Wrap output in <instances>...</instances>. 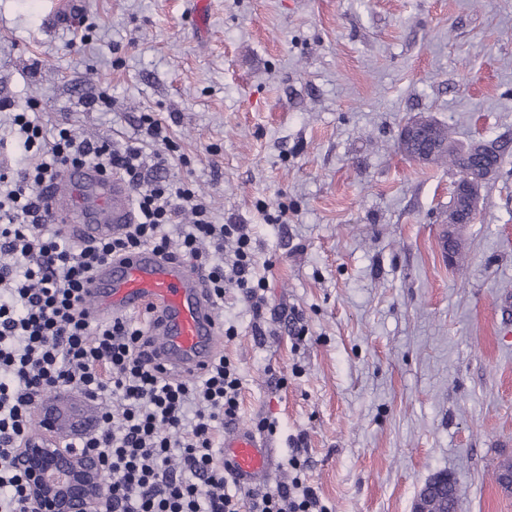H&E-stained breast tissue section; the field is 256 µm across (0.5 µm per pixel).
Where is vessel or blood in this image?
Segmentation results:
<instances>
[{"label":"vessel or blood","mask_w":512,"mask_h":512,"mask_svg":"<svg viewBox=\"0 0 512 512\" xmlns=\"http://www.w3.org/2000/svg\"><path fill=\"white\" fill-rule=\"evenodd\" d=\"M43 203L57 227L80 243L119 235L133 220L129 183L92 165L61 169ZM85 293L94 319L149 313L152 363L173 378L193 377L222 350L204 276L179 261L149 249L136 251L97 269ZM223 459L225 472L249 489L272 475L275 451L266 436L236 426L224 431Z\"/></svg>","instance_id":"1"}]
</instances>
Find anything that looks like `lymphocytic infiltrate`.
Masks as SVG:
<instances>
[{"instance_id":"1","label":"lymphocytic infiltrate","mask_w":512,"mask_h":512,"mask_svg":"<svg viewBox=\"0 0 512 512\" xmlns=\"http://www.w3.org/2000/svg\"><path fill=\"white\" fill-rule=\"evenodd\" d=\"M34 110L0 103L20 152L15 171L0 173V512H35L13 457L32 433L37 400L69 390L99 407L69 445L103 462L110 483L102 512H329L297 474L245 500L230 492L214 444L238 414L242 381L226 355L194 378L168 377L144 354V323L94 320L83 307L98 266L150 249L203 272L215 307L226 289L238 290L262 335L266 282L246 226L212 223L192 189L162 178L166 154L146 155L142 145L166 140L161 119L142 114V141L117 146L66 127L47 134ZM71 164L96 165L131 185L135 220L120 236L73 244L48 220L42 190ZM186 213L192 221L172 241L166 228Z\"/></svg>"}]
</instances>
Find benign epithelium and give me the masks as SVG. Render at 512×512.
Here are the masks:
<instances>
[{
	"label": "benign epithelium",
	"instance_id": "1",
	"mask_svg": "<svg viewBox=\"0 0 512 512\" xmlns=\"http://www.w3.org/2000/svg\"><path fill=\"white\" fill-rule=\"evenodd\" d=\"M432 131L415 121L402 128L401 138L431 140ZM42 430L19 448L15 467L23 474L37 512H98L106 496L104 468L99 458L66 447L70 432L80 422L54 402L39 406ZM450 477L440 474L419 492L413 512H431L433 490L448 486Z\"/></svg>",
	"mask_w": 512,
	"mask_h": 512
}]
</instances>
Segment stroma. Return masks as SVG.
Here are the masks:
<instances>
[{
    "label": "stroma",
    "mask_w": 512,
    "mask_h": 512,
    "mask_svg": "<svg viewBox=\"0 0 512 512\" xmlns=\"http://www.w3.org/2000/svg\"><path fill=\"white\" fill-rule=\"evenodd\" d=\"M82 3L53 29L51 0H0V101L118 145L158 113L180 146L169 178L247 225L264 333L228 290L223 352L237 425L276 426L256 493L297 450L331 512H412L439 474L456 512H512L494 479L512 458V153L451 256L460 175L399 143L420 116L512 141V0H209L202 28L192 0ZM89 95L106 102L85 110Z\"/></svg>",
    "instance_id": "stroma-1"
}]
</instances>
